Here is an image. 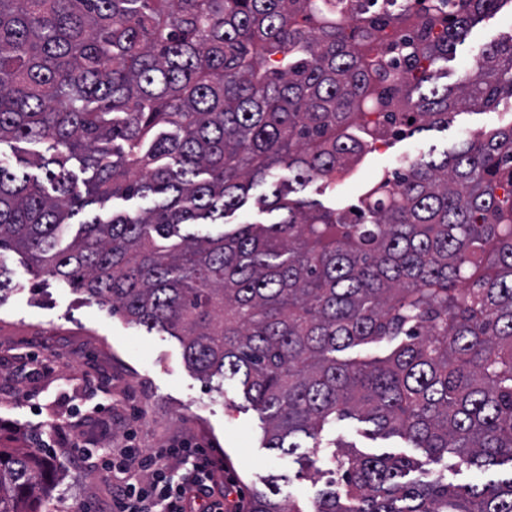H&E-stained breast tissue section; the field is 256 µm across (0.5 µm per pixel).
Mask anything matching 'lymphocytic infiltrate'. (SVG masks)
<instances>
[{
	"label": "lymphocytic infiltrate",
	"instance_id": "lymphocytic-infiltrate-1",
	"mask_svg": "<svg viewBox=\"0 0 512 512\" xmlns=\"http://www.w3.org/2000/svg\"><path fill=\"white\" fill-rule=\"evenodd\" d=\"M101 464L113 512H224V467L200 446L126 448Z\"/></svg>",
	"mask_w": 512,
	"mask_h": 512
}]
</instances>
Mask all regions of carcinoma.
Wrapping results in <instances>:
<instances>
[{
    "mask_svg": "<svg viewBox=\"0 0 512 512\" xmlns=\"http://www.w3.org/2000/svg\"><path fill=\"white\" fill-rule=\"evenodd\" d=\"M0 0L1 260L27 255L128 323L178 338L202 379L231 380L264 447L331 449L315 512H512V123L383 176L355 209L292 199L385 141L512 98V35L439 86L472 23L512 0ZM419 43L380 63L385 29ZM90 176L79 190L67 162ZM45 170V180L27 172ZM287 168L288 182L277 180ZM265 215L224 230L249 196ZM137 199L135 213L92 203ZM353 418L427 456L506 476L409 480L402 454L327 438ZM56 471L0 438V512H45ZM246 512H308L277 484ZM48 144L46 143H26V142H3L0 147V158L2 160H8L9 162L14 163L15 162V155L17 152L22 153L23 152H34L39 151L40 153L44 154L45 156H49L51 154L50 152H46Z\"/></svg>",
    "mask_w": 512,
    "mask_h": 512,
    "instance_id": "1",
    "label": "carcinoma"
}]
</instances>
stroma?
Listing matches in <instances>:
<instances>
[{
    "mask_svg": "<svg viewBox=\"0 0 512 512\" xmlns=\"http://www.w3.org/2000/svg\"><path fill=\"white\" fill-rule=\"evenodd\" d=\"M512 33V12L484 19L458 45L439 71V81L455 84L474 65L484 44ZM512 122V101L497 111L454 113L447 126L425 128L389 139L366 154L357 167L336 181L316 179L298 188V198L326 207L357 205L365 187L405 160L429 150H451L485 128ZM5 264L11 291L0 302V435L33 433L53 444L55 469L61 473L53 488L51 512H73L77 503L107 512L109 483L100 459L122 448L126 431L137 444L154 450L177 440L208 448L231 477L226 508L247 502L252 491H263L278 478L284 494L313 505L336 474L323 456L307 465L295 457L263 447L260 414L238 393L233 382L223 390L198 378L184 363L177 338L127 323L57 278H35L27 259L8 253ZM68 420L90 453L74 464L70 449L55 447L50 422ZM353 419L338 421L334 436L355 444L365 454H409L422 471L453 485L478 484L482 474L445 459H423L419 449L399 438L370 439Z\"/></svg>",
    "mask_w": 512,
    "mask_h": 512,
    "instance_id": "1",
    "label": "stroma"
}]
</instances>
